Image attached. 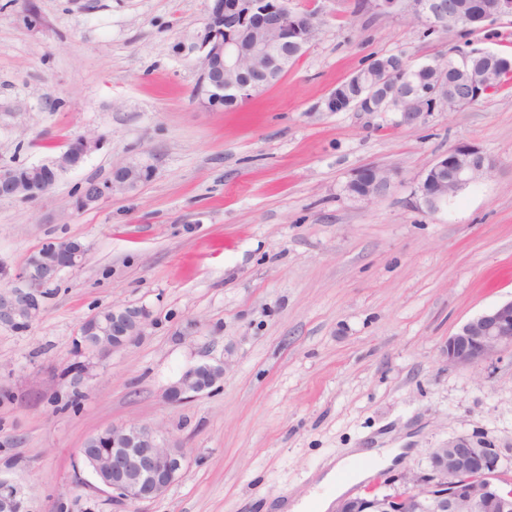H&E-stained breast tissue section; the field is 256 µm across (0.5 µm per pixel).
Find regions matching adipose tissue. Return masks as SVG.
<instances>
[{
  "instance_id": "1",
  "label": "adipose tissue",
  "mask_w": 512,
  "mask_h": 512,
  "mask_svg": "<svg viewBox=\"0 0 512 512\" xmlns=\"http://www.w3.org/2000/svg\"><path fill=\"white\" fill-rule=\"evenodd\" d=\"M402 454L398 448L354 449L352 453L340 458L319 480L316 489L296 499L294 503H281L282 512H329L334 499L342 495L347 486L337 481L338 473L354 468L356 463L366 462L379 466L398 464Z\"/></svg>"
}]
</instances>
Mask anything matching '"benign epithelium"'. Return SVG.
<instances>
[{
  "instance_id": "obj_1",
  "label": "benign epithelium",
  "mask_w": 512,
  "mask_h": 512,
  "mask_svg": "<svg viewBox=\"0 0 512 512\" xmlns=\"http://www.w3.org/2000/svg\"><path fill=\"white\" fill-rule=\"evenodd\" d=\"M408 2L412 15L426 28L440 31L463 23L464 15L456 0H367L366 6L380 12L397 10ZM512 17V0H489L469 21L477 28L488 18ZM318 14H305L285 0H210L206 17L182 51L201 54V69L194 98L217 108L224 101L246 102L261 86L249 75L251 59L265 60L268 68L288 69L291 56L307 48L318 32ZM496 53L484 49L460 51L449 60L457 71L473 70L477 59H490ZM434 76L427 83L412 81V67L401 62H381L370 71H358L346 82L357 89L341 111L398 112L406 123H413L439 107L461 108L485 93L491 77L488 71L472 75L468 93L458 92L445 77L447 67L432 64ZM102 138L81 135L78 154L68 152L47 163L35 164L30 180L31 197L50 193L58 178L79 164L82 156L98 149ZM491 159L476 145L451 148L427 169L418 190L423 203L435 211L479 177L491 171ZM144 168L124 165L113 169L112 180L86 195H79L82 207L97 204L114 192H129L143 180ZM348 186L352 197L372 201L391 186L388 171L376 166L358 170ZM83 249L71 241L50 242L33 263L16 271L0 269V327L29 326L44 308L46 288L55 283L65 269L81 265ZM142 317L128 306H112L103 313L92 330L83 337L89 350L105 357L138 336ZM512 351V300L502 303L464 323L448 337L443 350L450 366H469L487 361L500 352ZM225 364L204 363L185 373L168 390L171 402L194 397L214 386L224 376ZM78 456L96 476L98 483L131 503L154 500L165 494L187 469L183 449L169 443L150 425L112 428V451L97 449V436L88 438ZM507 462L499 448H474L459 437L445 448L430 454L434 482L416 475L403 478L406 493L384 496H359L340 502L336 512H512V490L500 487V473ZM23 489L7 481L0 487V512H23Z\"/></svg>"
}]
</instances>
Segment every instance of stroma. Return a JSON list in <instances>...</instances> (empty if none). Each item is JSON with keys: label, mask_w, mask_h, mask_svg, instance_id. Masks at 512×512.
<instances>
[{"label": "stroma", "mask_w": 512, "mask_h": 512, "mask_svg": "<svg viewBox=\"0 0 512 512\" xmlns=\"http://www.w3.org/2000/svg\"><path fill=\"white\" fill-rule=\"evenodd\" d=\"M296 2L318 12L315 39L227 112L194 99L200 66L173 50L206 0H0V168L103 139L44 198H0V265L20 268L50 241L86 249L36 321L0 328V469L28 512L75 499L94 512H266L349 448L407 451L363 481L347 471L352 497L429 476L432 449L458 437L512 456V353L465 367L443 357L463 323L512 300V90L411 125L320 109L380 55L512 57V18L429 36L358 0ZM464 144L491 172L429 210L425 171ZM128 164L149 180L77 206L87 180ZM366 166L393 174L369 202L346 191ZM112 305L143 310L142 331L89 357L81 327ZM219 361L214 387L168 401L187 369ZM129 424L159 427L187 456L160 498H114L77 457Z\"/></svg>", "instance_id": "35a3bbf8"}]
</instances>
